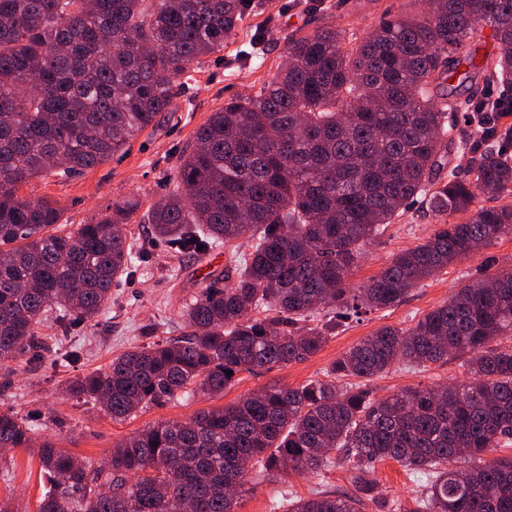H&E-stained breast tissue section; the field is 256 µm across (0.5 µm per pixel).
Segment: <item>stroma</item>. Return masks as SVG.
<instances>
[{"label":"stroma","instance_id":"stroma-1","mask_svg":"<svg viewBox=\"0 0 512 512\" xmlns=\"http://www.w3.org/2000/svg\"><path fill=\"white\" fill-rule=\"evenodd\" d=\"M420 8L419 0H252L223 50L202 58L192 70L188 88L176 100V111L164 113L157 126L142 131L97 167L65 180L47 176L23 185L21 197L46 199L60 209L64 232L111 213L113 203L138 201L140 212L125 226L137 268L118 281L110 306L94 319L63 325L51 317L43 323L40 332L49 347L38 353L39 370H32L25 355L12 363L10 370H0V411L34 421L40 426L39 439L53 440L57 447L97 466L107 461L121 440L155 422L183 421L200 410L229 405L264 387H296L325 378L336 359L374 330L410 328L465 285L512 269V235H506L436 273L400 305L339 319L335 335L316 356L237 373L224 392L212 398H176L116 421L99 404L76 401L64 391L67 380L106 369L112 358L125 350L180 335L182 313L208 284L210 275L234 276L237 257L249 253V245L237 242L224 246L217 259L208 249L187 250L177 241L156 237L142 219V210L176 185L182 152L211 113L270 80L288 59V38L312 32L322 24L362 38L384 16L411 15ZM253 51L263 57V65L252 63L249 54ZM437 226L433 217L411 209L367 246L349 278L350 286L365 285L393 255L416 245ZM464 363V358L456 357L444 364L406 365L371 379L368 387L383 397L406 387L463 383L469 379ZM372 477L381 496L398 501L403 512L412 508L417 490L413 471L386 460L376 465ZM252 481L254 488L242 498L238 512H286L292 500L313 490H350L352 471L342 464L318 475L291 472L271 480L256 475ZM48 487L33 450L0 452V504L10 512H37L38 501Z\"/></svg>","mask_w":512,"mask_h":512}]
</instances>
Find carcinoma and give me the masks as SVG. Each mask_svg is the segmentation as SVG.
Segmentation results:
<instances>
[{
  "label": "carcinoma",
  "mask_w": 512,
  "mask_h": 512,
  "mask_svg": "<svg viewBox=\"0 0 512 512\" xmlns=\"http://www.w3.org/2000/svg\"><path fill=\"white\" fill-rule=\"evenodd\" d=\"M361 42L332 26L288 42V63L254 94L230 99L182 152V189L144 218L155 236L206 248L250 242L236 278L209 285L185 332L133 347L104 372L68 381L76 400L123 420L177 396L217 395L226 374L297 363L327 343L336 318L388 309L457 259L512 234V154L451 136L471 101L457 70L512 93V0H424ZM247 0H0V369L46 346L48 313L91 319L132 269L124 224L138 204L53 234L59 210L19 196L31 179L93 168L176 109L191 64L224 48ZM498 54L483 51L484 29ZM471 154L460 174L448 149ZM417 202L439 227L360 288L347 281L367 245ZM465 214L455 222L452 217ZM469 356L471 380L377 398L371 380L396 363ZM0 412V448H37L51 483L38 512H236L254 467L275 477L353 469L351 493L317 490L289 512H387L375 464L429 470L411 512H512V269L477 280L408 329L381 327L324 380L270 386L185 421H161L93 466ZM465 456L470 465L455 466Z\"/></svg>",
  "instance_id": "carcinoma-1"
}]
</instances>
